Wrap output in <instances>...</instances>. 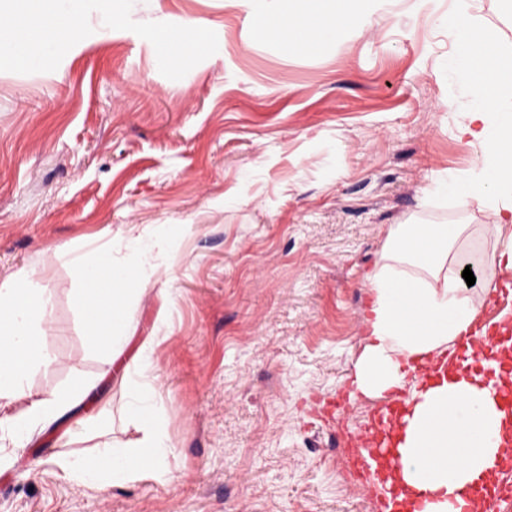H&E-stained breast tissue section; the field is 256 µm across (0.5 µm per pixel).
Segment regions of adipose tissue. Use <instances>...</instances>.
<instances>
[{
    "instance_id": "obj_1",
    "label": "adipose tissue",
    "mask_w": 512,
    "mask_h": 512,
    "mask_svg": "<svg viewBox=\"0 0 512 512\" xmlns=\"http://www.w3.org/2000/svg\"><path fill=\"white\" fill-rule=\"evenodd\" d=\"M359 0H280L268 9L264 0H241L258 38L291 53L335 39L349 28ZM468 10L455 19L463 43L459 68L472 76L476 105L462 137L478 141L482 151L475 166L480 181L459 184L465 203L491 205L495 221L486 225L500 254L512 268V114L501 108L512 97V57L489 61L491 42L468 25ZM467 230L463 224H400L394 228L379 261L367 273L370 305L364 318L366 335L355 355L350 385L353 395L379 398L403 388L416 361L438 358L475 326L478 309L463 283L466 259L460 253ZM123 255L112 244L91 245L69 255L75 286L73 299L89 344L107 356L113 380L129 385L124 415L140 434L135 446L101 440L96 421L73 431L78 440L99 438L94 463L76 456L61 464L63 472L84 484L102 487L134 482L143 476L165 483L172 476V452L164 433V401L154 373L151 341L138 351V370L123 359L132 337L131 309L143 286L172 278L174 269L161 263L168 243L128 225L120 238ZM54 295L41 271L28 266L0 282V432L12 433L22 447L33 427L61 419L93 394V380L55 391H34L33 370H48L55 359L41 345L51 327ZM21 411H14V404ZM503 412L478 375L460 370L413 391L409 413L397 430L399 463L390 467L386 488L423 512H454L450 495L481 484L502 464Z\"/></svg>"
}]
</instances>
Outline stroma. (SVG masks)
<instances>
[{"label": "stroma", "mask_w": 512, "mask_h": 512, "mask_svg": "<svg viewBox=\"0 0 512 512\" xmlns=\"http://www.w3.org/2000/svg\"><path fill=\"white\" fill-rule=\"evenodd\" d=\"M448 0H366L353 31L302 54L248 38L235 0H135L137 22L198 20L219 49L178 81L128 30L92 41L46 73H0V281L37 265L56 284V357L33 388L99 381L101 396L31 431L0 432V512H381L353 484L354 433L379 398L350 399L365 335L366 273L398 224H464V244L499 256L448 186L474 178L478 144L460 137L475 100L452 57ZM470 24L512 52V6L476 0ZM136 224L169 234L173 279L132 311L128 352L146 336L178 467L96 489L59 458L99 416L133 444L129 392L106 378L73 304L64 251ZM192 224L189 235L179 225Z\"/></svg>", "instance_id": "35a3bbf8"}]
</instances>
